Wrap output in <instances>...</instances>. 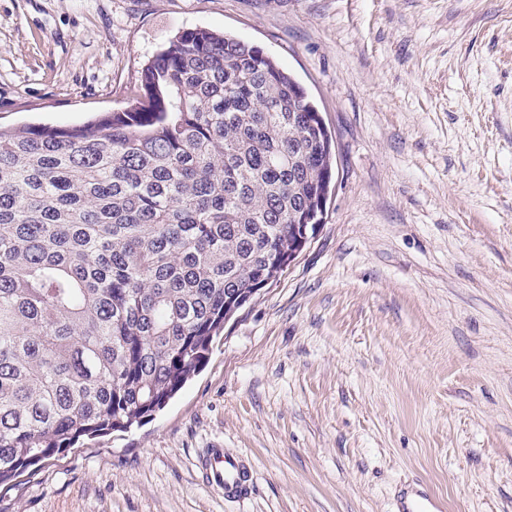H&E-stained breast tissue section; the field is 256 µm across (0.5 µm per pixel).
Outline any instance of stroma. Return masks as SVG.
<instances>
[{
    "instance_id": "obj_1",
    "label": "stroma",
    "mask_w": 512,
    "mask_h": 512,
    "mask_svg": "<svg viewBox=\"0 0 512 512\" xmlns=\"http://www.w3.org/2000/svg\"><path fill=\"white\" fill-rule=\"evenodd\" d=\"M202 27L262 47L333 137L322 224L155 418L0 512H512V0H0V127L125 110ZM254 485L225 500L214 447Z\"/></svg>"
}]
</instances>
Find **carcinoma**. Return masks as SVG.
I'll return each instance as SVG.
<instances>
[{
    "label": "carcinoma",
    "mask_w": 512,
    "mask_h": 512,
    "mask_svg": "<svg viewBox=\"0 0 512 512\" xmlns=\"http://www.w3.org/2000/svg\"><path fill=\"white\" fill-rule=\"evenodd\" d=\"M333 176L304 88L205 28L148 61L122 112L0 129V487L164 409Z\"/></svg>",
    "instance_id": "cac0c4a2"
}]
</instances>
